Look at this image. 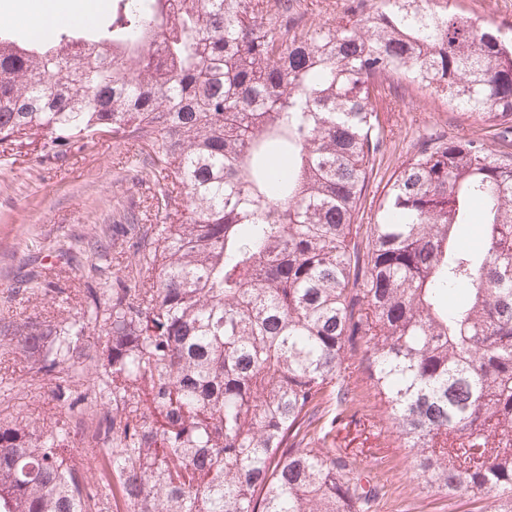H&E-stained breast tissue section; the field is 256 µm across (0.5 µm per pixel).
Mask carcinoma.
Returning <instances> with one entry per match:
<instances>
[{
    "mask_svg": "<svg viewBox=\"0 0 512 512\" xmlns=\"http://www.w3.org/2000/svg\"><path fill=\"white\" fill-rule=\"evenodd\" d=\"M314 2L115 0L101 29L24 42L0 26V142L132 139L166 220L128 218L137 262L86 282L81 311L0 318V350L111 462L98 477L63 430L0 418V512H378L386 486L348 451L370 419L423 487L512 512V158L431 134L358 222L395 83L507 137L512 40L446 0H346L318 27ZM30 290L69 304L58 278ZM92 368L106 380L78 391Z\"/></svg>",
    "mask_w": 512,
    "mask_h": 512,
    "instance_id": "obj_1",
    "label": "carcinoma"
}]
</instances>
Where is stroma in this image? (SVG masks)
I'll list each match as a JSON object with an SVG mask.
<instances>
[{"instance_id": "1", "label": "stroma", "mask_w": 512, "mask_h": 512, "mask_svg": "<svg viewBox=\"0 0 512 512\" xmlns=\"http://www.w3.org/2000/svg\"><path fill=\"white\" fill-rule=\"evenodd\" d=\"M394 136L377 161L363 205L364 221H372L383 196V187L422 134L423 123L452 132L470 122L467 111L448 109L416 87L389 115ZM137 149L127 141L80 140L47 160L34 156L0 157V314L40 313L50 317L57 309L51 300H30L12 295L25 275L62 273L69 288L79 291L88 277L111 276L110 268L81 243L103 240L122 264L134 263L116 224L124 214L145 215L151 184L142 179ZM78 248L75 260L59 254L60 248ZM377 448L360 461L362 468L379 475L389 489L381 512H492L489 501L465 494L449 497L431 492L413 481L406 467L404 449L391 437L380 435Z\"/></svg>"}]
</instances>
